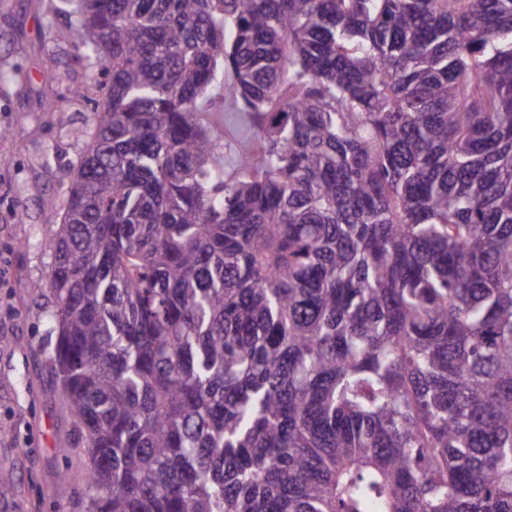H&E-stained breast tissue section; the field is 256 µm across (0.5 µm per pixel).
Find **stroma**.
<instances>
[{"mask_svg": "<svg viewBox=\"0 0 512 512\" xmlns=\"http://www.w3.org/2000/svg\"><path fill=\"white\" fill-rule=\"evenodd\" d=\"M62 0H0V512H84L87 458L65 418L47 357L54 327L48 245L67 199V170L91 125L87 71L49 32L70 20ZM57 74L53 101L45 79ZM54 200L46 208L45 200ZM68 473L69 492L59 486Z\"/></svg>", "mask_w": 512, "mask_h": 512, "instance_id": "35a3bbf8", "label": "stroma"}]
</instances>
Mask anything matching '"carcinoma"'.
I'll use <instances>...</instances> for the list:
<instances>
[{
    "label": "carcinoma",
    "instance_id": "carcinoma-1",
    "mask_svg": "<svg viewBox=\"0 0 512 512\" xmlns=\"http://www.w3.org/2000/svg\"><path fill=\"white\" fill-rule=\"evenodd\" d=\"M69 5L86 512H512V0ZM220 110L221 107H217L216 112H210L209 121L224 131L228 144L226 154L229 158H233L243 148L241 142L245 138V129L239 121L229 115L230 113L220 112Z\"/></svg>",
    "mask_w": 512,
    "mask_h": 512
}]
</instances>
